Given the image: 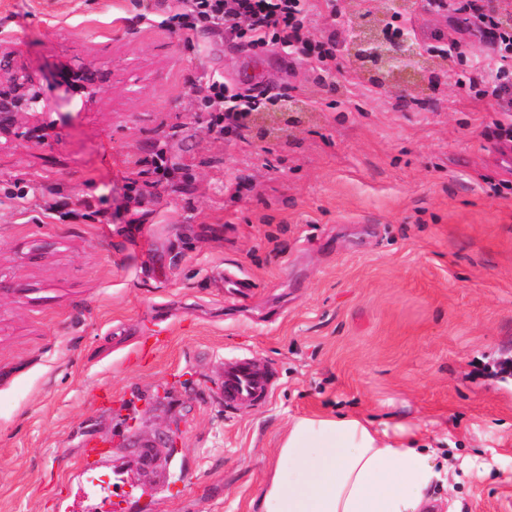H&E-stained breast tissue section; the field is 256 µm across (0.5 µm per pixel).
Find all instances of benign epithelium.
<instances>
[{"instance_id": "7a95c632", "label": "benign epithelium", "mask_w": 512, "mask_h": 512, "mask_svg": "<svg viewBox=\"0 0 512 512\" xmlns=\"http://www.w3.org/2000/svg\"><path fill=\"white\" fill-rule=\"evenodd\" d=\"M413 8L411 0H384L381 15L364 14L356 25L347 28L344 48L356 58L368 78L379 82L400 79L425 61V53L412 34L391 38L385 33L389 20ZM67 71L77 83L71 91L80 95L85 107L96 103L112 77L105 67L69 66ZM270 105L271 112L249 113L244 126L254 123L265 136L278 134L297 121L290 97L280 96L271 100ZM55 108L41 95L36 75L19 61L15 51L0 45V139L44 143L53 129L47 118Z\"/></svg>"}]
</instances>
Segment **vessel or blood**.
Masks as SVG:
<instances>
[{"instance_id": "obj_1", "label": "vessel or blood", "mask_w": 512, "mask_h": 512, "mask_svg": "<svg viewBox=\"0 0 512 512\" xmlns=\"http://www.w3.org/2000/svg\"><path fill=\"white\" fill-rule=\"evenodd\" d=\"M271 370L259 367L247 358L225 361L221 389L226 406L254 405L267 402L274 382Z\"/></svg>"}]
</instances>
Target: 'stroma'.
<instances>
[{"mask_svg": "<svg viewBox=\"0 0 512 512\" xmlns=\"http://www.w3.org/2000/svg\"><path fill=\"white\" fill-rule=\"evenodd\" d=\"M177 3L0 0V40L57 104L48 145H0V512H249L289 420L320 413L438 431L454 459L432 512H512V116L460 86L475 56L408 74L406 102L348 53L329 79L269 51V95L310 110L224 136L200 88L237 85L251 49L172 30ZM362 9L382 0H321L311 39ZM64 64L111 69L93 106ZM237 357L274 371L268 403L225 408Z\"/></svg>", "mask_w": 512, "mask_h": 512, "instance_id": "35a3bbf8", "label": "stroma"}]
</instances>
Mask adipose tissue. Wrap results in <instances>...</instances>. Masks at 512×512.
I'll return each mask as SVG.
<instances>
[{
    "mask_svg": "<svg viewBox=\"0 0 512 512\" xmlns=\"http://www.w3.org/2000/svg\"><path fill=\"white\" fill-rule=\"evenodd\" d=\"M429 436L357 416L292 419L252 512H425L448 473Z\"/></svg>",
    "mask_w": 512,
    "mask_h": 512,
    "instance_id": "obj_1",
    "label": "adipose tissue"
}]
</instances>
